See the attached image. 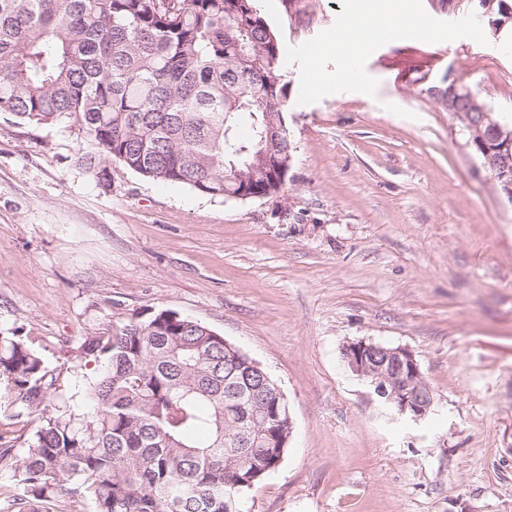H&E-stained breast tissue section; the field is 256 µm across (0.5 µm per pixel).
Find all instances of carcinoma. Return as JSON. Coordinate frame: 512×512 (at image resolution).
Segmentation results:
<instances>
[{
	"instance_id": "1",
	"label": "carcinoma",
	"mask_w": 512,
	"mask_h": 512,
	"mask_svg": "<svg viewBox=\"0 0 512 512\" xmlns=\"http://www.w3.org/2000/svg\"><path fill=\"white\" fill-rule=\"evenodd\" d=\"M492 2L478 0L488 24L512 23ZM461 97L471 115L460 131L479 158L512 155V124ZM2 112L68 121L103 188L115 162L225 199L227 166L255 151L264 113L288 112V83L256 0H0ZM85 349L106 367L76 414L53 405L54 380L28 338L0 336V412L31 431L21 453L0 434V483L23 487L4 512H54L61 497L90 512H239L281 464L283 433L266 422L273 385L208 326L142 311Z\"/></svg>"
}]
</instances>
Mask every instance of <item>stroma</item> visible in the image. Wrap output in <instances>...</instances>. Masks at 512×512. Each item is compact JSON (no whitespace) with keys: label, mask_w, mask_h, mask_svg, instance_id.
Listing matches in <instances>:
<instances>
[{"label":"stroma","mask_w":512,"mask_h":512,"mask_svg":"<svg viewBox=\"0 0 512 512\" xmlns=\"http://www.w3.org/2000/svg\"><path fill=\"white\" fill-rule=\"evenodd\" d=\"M409 2L353 78L324 49L352 0H257L281 39L294 147L271 198L213 199L118 163L105 189L67 122L0 113V330L28 336L76 411L105 367L85 340L142 310L240 347L293 420L240 512H512V200L448 110L454 89L512 123V48L477 0ZM417 11L455 38H402ZM361 339L412 351L425 418L352 374L342 349Z\"/></svg>","instance_id":"1"}]
</instances>
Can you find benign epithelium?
<instances>
[{
	"instance_id": "7a95c632",
	"label": "benign epithelium",
	"mask_w": 512,
	"mask_h": 512,
	"mask_svg": "<svg viewBox=\"0 0 512 512\" xmlns=\"http://www.w3.org/2000/svg\"><path fill=\"white\" fill-rule=\"evenodd\" d=\"M271 120L263 140L289 142L288 125L281 112L270 114ZM291 162L289 149H263L255 154L244 169L233 168L229 181L234 184L237 200L262 199L270 196L263 183L272 180L282 187ZM349 370L368 382L375 393L398 414L415 420L425 417L433 405V397L420 364L405 348L384 347L365 340L351 342L343 348Z\"/></svg>"
}]
</instances>
